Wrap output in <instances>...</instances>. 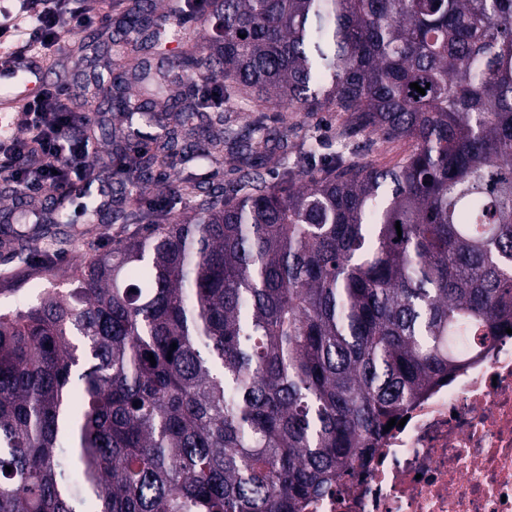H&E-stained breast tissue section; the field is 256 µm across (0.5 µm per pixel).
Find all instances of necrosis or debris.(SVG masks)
I'll return each mask as SVG.
<instances>
[{
	"label": "necrosis or debris",
	"instance_id": "1",
	"mask_svg": "<svg viewBox=\"0 0 512 512\" xmlns=\"http://www.w3.org/2000/svg\"><path fill=\"white\" fill-rule=\"evenodd\" d=\"M305 512H512V336L466 352L363 472Z\"/></svg>",
	"mask_w": 512,
	"mask_h": 512
}]
</instances>
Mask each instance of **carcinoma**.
<instances>
[{"mask_svg": "<svg viewBox=\"0 0 512 512\" xmlns=\"http://www.w3.org/2000/svg\"><path fill=\"white\" fill-rule=\"evenodd\" d=\"M190 15L135 0L96 111L172 119L237 177L197 205L160 186L192 203L177 220L112 211L153 229L0 311V512H303L460 349L512 329V0H210L208 45L158 83L218 82L240 112H344L343 136L410 145L273 181L261 120L211 136L198 114L222 106L125 92ZM184 150L166 133L124 159L141 187ZM57 201L51 224L75 223L69 203L100 219L84 185Z\"/></svg>", "mask_w": 512, "mask_h": 512, "instance_id": "carcinoma-1", "label": "carcinoma"}]
</instances>
